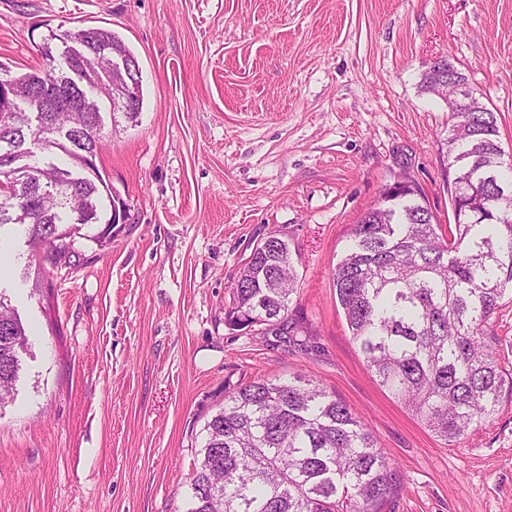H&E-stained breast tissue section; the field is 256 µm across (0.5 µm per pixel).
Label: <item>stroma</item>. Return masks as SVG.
I'll return each instance as SVG.
<instances>
[{"mask_svg":"<svg viewBox=\"0 0 512 512\" xmlns=\"http://www.w3.org/2000/svg\"><path fill=\"white\" fill-rule=\"evenodd\" d=\"M112 28L143 107L97 160L128 211L69 260L0 232V292L29 335L0 406V512H181L204 423L259 378L305 375L373 431L404 486L390 512H512V394L445 443L385 392L332 285L352 224L396 181L453 223V62L512 154V0H0V62L42 67L48 30ZM288 239L311 351L224 322L253 248Z\"/></svg>","mask_w":512,"mask_h":512,"instance_id":"35a3bbf8","label":"stroma"}]
</instances>
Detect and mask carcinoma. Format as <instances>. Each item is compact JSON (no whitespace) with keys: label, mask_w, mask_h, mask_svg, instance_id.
I'll use <instances>...</instances> for the list:
<instances>
[{"label":"carcinoma","mask_w":512,"mask_h":512,"mask_svg":"<svg viewBox=\"0 0 512 512\" xmlns=\"http://www.w3.org/2000/svg\"><path fill=\"white\" fill-rule=\"evenodd\" d=\"M112 53L125 42L108 27L50 29L39 51L46 69L0 80L48 81L66 90L71 41ZM62 62H57V59ZM29 109L0 117V150L44 142L64 166L29 164L23 178L0 169V228H24L35 248L66 253L83 227L103 224L112 206L102 172L81 175L78 153L58 134L85 123L83 112H54L45 124ZM497 114L477 105L452 113L446 141L447 190L457 223L438 233L414 184L385 191L353 225L333 274L352 340L378 385L436 436L454 442L492 418L512 390L487 333L501 302L512 300V180L504 178ZM298 281L288 240L272 235L239 271L225 322L280 321L277 342L305 350L309 332L289 319ZM29 339L0 292V403L14 391ZM197 462L182 512H384L400 477L368 425L304 375L258 379L224 397L200 431Z\"/></svg>","instance_id":"cac0c4a2"}]
</instances>
